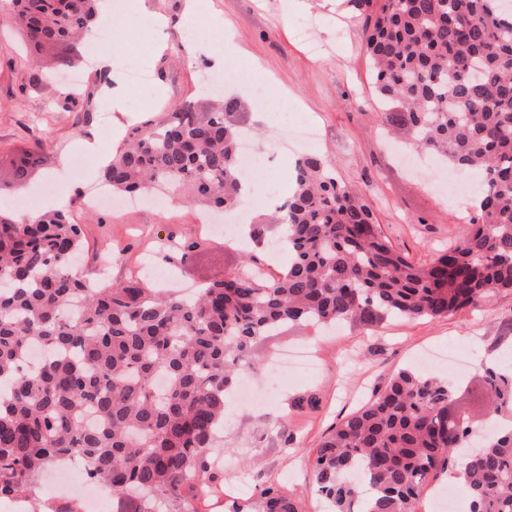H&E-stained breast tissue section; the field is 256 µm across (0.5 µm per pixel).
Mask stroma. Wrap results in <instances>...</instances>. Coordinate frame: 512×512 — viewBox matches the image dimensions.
I'll return each instance as SVG.
<instances>
[{
    "label": "stroma",
    "mask_w": 512,
    "mask_h": 512,
    "mask_svg": "<svg viewBox=\"0 0 512 512\" xmlns=\"http://www.w3.org/2000/svg\"><path fill=\"white\" fill-rule=\"evenodd\" d=\"M197 21L207 51H175L185 0H145L149 13L168 19L164 38L169 45L155 53L143 34L142 18L133 8L117 15L118 37L113 42L112 70L126 80L127 70L147 73V90L126 88L123 109L112 107L111 86H97L89 119L63 108L69 92L66 71L53 78L38 75L31 53L7 20V0H0V166L24 152H39L40 163L22 187L0 186V206L11 209L22 199L39 196L43 208H66L79 224L84 251L82 274L95 271L102 257L112 262V278L120 281L151 257L157 268L171 272L178 287L195 288L223 279L239 268L248 244L225 242L218 232L196 223L199 209L173 200L160 207L148 202L125 211L104 207L96 214L84 209L82 196L98 185L101 158L79 146L93 135L105 151L115 150L113 129L128 130L129 113L140 120L162 121L169 107L195 98L205 100L203 79L211 70L230 63L270 87L265 106H257L247 89L229 83L225 94L238 98L244 111L260 119L262 134L253 141L257 155L275 152L265 169L267 182L287 186L294 154L276 149L283 125L312 123L319 132L304 145L335 170L338 179L360 188L394 248L416 261L431 259L451 245L473 216L471 193L480 176L457 172L467 196L442 194L444 164L421 157L415 167L403 164L405 149L386 138L378 114L382 110L372 69L364 51V24L346 0H199ZM230 30L233 46L221 50L223 30ZM279 112V122L261 120L262 111ZM201 242L186 262L165 260L159 242L167 237ZM301 346L317 354L320 368L313 375L290 378L263 406L232 404L228 427L214 444L208 485L223 489L224 502L185 495L173 499L169 512H231L242 505L256 512L261 490L269 485L296 499L301 512H320L314 491L312 450L350 413L362 407L401 370L420 372V356L428 351L456 350L469 364L450 377V384L467 386L456 407L478 416L482 405L471 402L483 390L482 375L500 351H512V292H501L481 307L460 309L442 318L391 319L379 325L345 324L315 330L286 326L261 337L254 346L257 358L270 362ZM312 395L315 407H298L300 397ZM451 470L428 476L416 503V512H431L438 493L456 498L468 512L470 494L450 484ZM87 512L82 491L51 473L39 480L35 496L0 500V512Z\"/></svg>",
    "instance_id": "35a3bbf8"
}]
</instances>
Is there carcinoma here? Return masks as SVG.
Returning <instances> with one entry per match:
<instances>
[{
	"mask_svg": "<svg viewBox=\"0 0 512 512\" xmlns=\"http://www.w3.org/2000/svg\"><path fill=\"white\" fill-rule=\"evenodd\" d=\"M363 19L365 51L386 112L381 119L447 165L479 168L477 216L428 262L397 251L364 195L318 156L297 160L293 191L249 224L257 246L283 242L288 265L242 268L191 298L78 276V225L50 211L32 223L0 210V498L38 489L49 464L75 458L114 496L166 512L200 491L224 425L227 394L256 369L255 340L285 325H376L440 318L512 290V11L503 0H348ZM98 0H11L12 18L45 64L97 18ZM235 98L174 107L161 125L133 128L108 160L114 193L164 189L230 210L241 201ZM27 153L8 181L25 184ZM46 352L28 367L31 349ZM490 412L505 421L464 454L474 422L449 412L448 382L401 371L349 414L313 456L315 492L334 512H414L430 472L464 464L469 512H512V372L486 369ZM258 512H299L276 487Z\"/></svg>",
	"mask_w": 512,
	"mask_h": 512,
	"instance_id": "obj_1",
	"label": "carcinoma"
}]
</instances>
